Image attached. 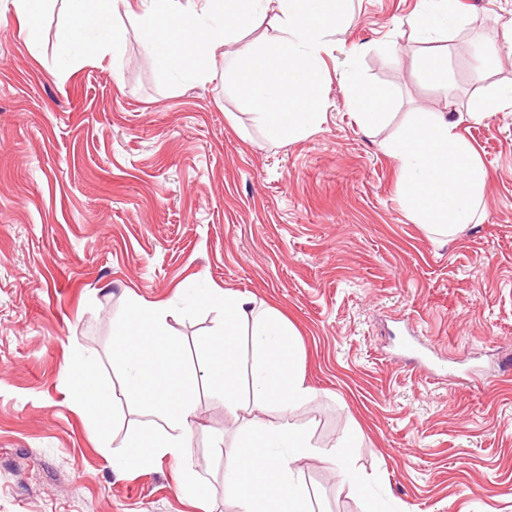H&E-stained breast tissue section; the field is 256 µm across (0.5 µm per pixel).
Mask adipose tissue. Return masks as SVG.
Wrapping results in <instances>:
<instances>
[{
  "label": "adipose tissue",
  "instance_id": "adipose-tissue-1",
  "mask_svg": "<svg viewBox=\"0 0 512 512\" xmlns=\"http://www.w3.org/2000/svg\"><path fill=\"white\" fill-rule=\"evenodd\" d=\"M347 82L352 102L366 131H377L388 104L387 94L363 87L358 72ZM463 115L431 116L418 120L388 144L397 161L408 209L419 223L441 236H453L471 222L473 207L486 181V172L472 148L458 134ZM221 310L217 331L204 339L208 377L224 392V407H238L240 372L238 338L249 327L254 370L251 412L267 407H302L311 396L296 369V332L278 317L257 310L244 295L224 291L212 296ZM167 308L159 303H134L112 323V358L123 370L122 397L151 418V424L130 434L115 450L125 468L147 469L158 460L184 465L188 460L194 424V381L180 362V350L170 334ZM66 373L78 404L107 427L112 396L97 373L82 364ZM246 451H224V499L237 512H311L309 498L295 474L297 459L314 449L306 430L290 422L267 428L255 425ZM183 491L200 495L203 479L186 469Z\"/></svg>",
  "mask_w": 512,
  "mask_h": 512
}]
</instances>
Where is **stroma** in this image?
<instances>
[{"mask_svg":"<svg viewBox=\"0 0 512 512\" xmlns=\"http://www.w3.org/2000/svg\"><path fill=\"white\" fill-rule=\"evenodd\" d=\"M418 2L351 0L320 121L274 142L223 72L160 85L139 0L81 32L69 0H48L33 29L0 0V512H235L213 443L239 447L250 430L222 392L198 385L195 498L169 460L113 468L148 416L118 399L100 428L63 371L78 359L119 387L112 320L151 301L169 305L183 364L201 373L220 322L207 298L227 289L298 334L313 395L261 419L308 431L316 454L296 469L312 512H512V106L459 128L487 181L454 238L409 216L386 151L417 113L468 112L512 84V59L477 81L471 55L512 35V0H458V23L430 43L407 25ZM430 51L448 58L447 87L422 77ZM352 68L392 99L376 133L349 98ZM415 331L451 376L407 361ZM346 438L363 498L336 477Z\"/></svg>","mask_w":512,"mask_h":512,"instance_id":"obj_1","label":"stroma"}]
</instances>
